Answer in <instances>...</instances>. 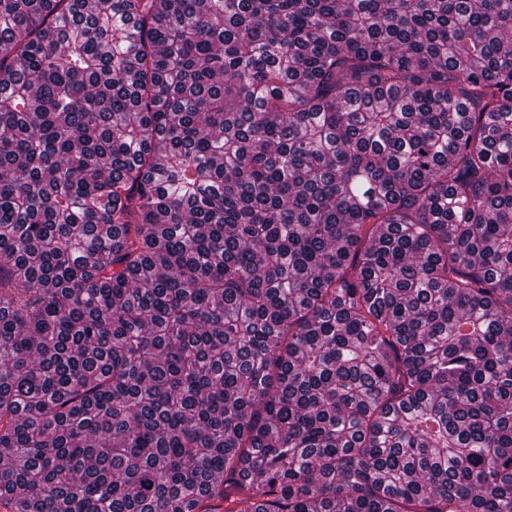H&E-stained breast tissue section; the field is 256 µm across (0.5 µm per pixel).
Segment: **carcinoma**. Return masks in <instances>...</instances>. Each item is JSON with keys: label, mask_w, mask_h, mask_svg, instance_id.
<instances>
[{"label": "carcinoma", "mask_w": 512, "mask_h": 512, "mask_svg": "<svg viewBox=\"0 0 512 512\" xmlns=\"http://www.w3.org/2000/svg\"><path fill=\"white\" fill-rule=\"evenodd\" d=\"M0 512H512V0H0Z\"/></svg>", "instance_id": "1"}]
</instances>
